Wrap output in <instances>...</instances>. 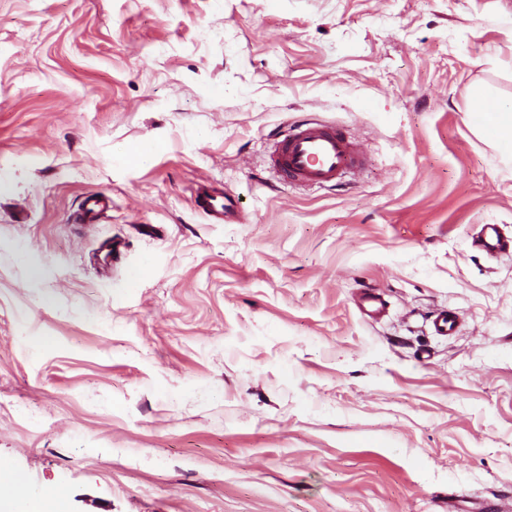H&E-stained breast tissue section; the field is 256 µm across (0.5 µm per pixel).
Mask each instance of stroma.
I'll use <instances>...</instances> for the list:
<instances>
[{
    "label": "stroma",
    "instance_id": "35a3bbf8",
    "mask_svg": "<svg viewBox=\"0 0 512 512\" xmlns=\"http://www.w3.org/2000/svg\"><path fill=\"white\" fill-rule=\"evenodd\" d=\"M477 87L512 102V0H0V457L66 512H512ZM304 114L364 153L336 189L268 165ZM194 205L198 212L208 218L213 224H222L236 215V210L224 196L208 187L201 186L195 190ZM105 207L106 202L103 197L96 194L88 195L79 210L78 219L82 224H95ZM67 494L63 488L44 487L37 496L36 512H64Z\"/></svg>",
    "mask_w": 512,
    "mask_h": 512
}]
</instances>
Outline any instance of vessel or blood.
Segmentation results:
<instances>
[{"label":"vessel or blood","mask_w":512,"mask_h":512,"mask_svg":"<svg viewBox=\"0 0 512 512\" xmlns=\"http://www.w3.org/2000/svg\"><path fill=\"white\" fill-rule=\"evenodd\" d=\"M274 145L272 165L288 184L328 189L362 162L360 147L342 128L306 117L280 128L274 136ZM194 205L214 224L227 222L236 214L223 193L205 186L196 189ZM105 206L103 197L86 196L78 213L79 221L97 223Z\"/></svg>","instance_id":"vessel-or-blood-1"}]
</instances>
